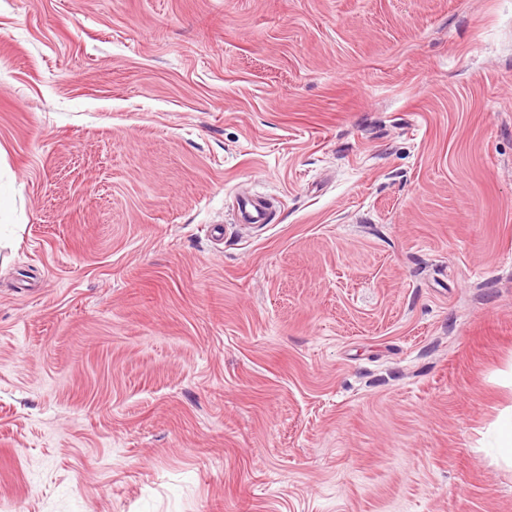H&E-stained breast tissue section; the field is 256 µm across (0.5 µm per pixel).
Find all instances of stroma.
<instances>
[{
  "instance_id": "stroma-1",
  "label": "stroma",
  "mask_w": 512,
  "mask_h": 512,
  "mask_svg": "<svg viewBox=\"0 0 512 512\" xmlns=\"http://www.w3.org/2000/svg\"><path fill=\"white\" fill-rule=\"evenodd\" d=\"M511 408L512 0H0V512H512ZM240 222L245 224H268L270 215L268 209L254 199H243L238 205ZM512 426V414L509 412L503 416L498 422L497 428V457L495 461L500 458L510 468L512 467V437L510 429ZM499 457V458H498Z\"/></svg>"
}]
</instances>
